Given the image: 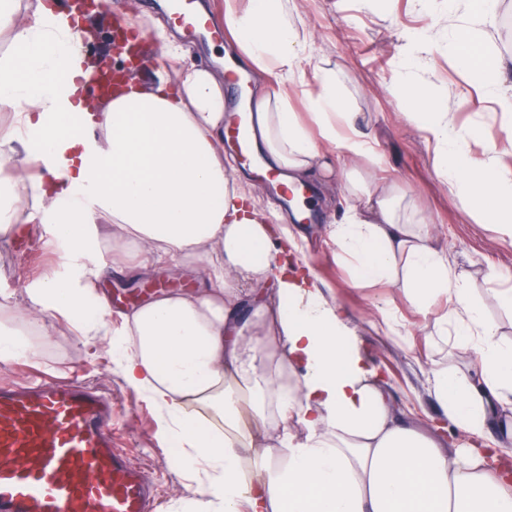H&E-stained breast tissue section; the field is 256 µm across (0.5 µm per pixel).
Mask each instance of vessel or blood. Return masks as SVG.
Listing matches in <instances>:
<instances>
[{"label": "vessel or blood", "instance_id": "b4317fda", "mask_svg": "<svg viewBox=\"0 0 512 512\" xmlns=\"http://www.w3.org/2000/svg\"><path fill=\"white\" fill-rule=\"evenodd\" d=\"M111 411V396L72 378L1 385L0 512H155Z\"/></svg>", "mask_w": 512, "mask_h": 512}]
</instances>
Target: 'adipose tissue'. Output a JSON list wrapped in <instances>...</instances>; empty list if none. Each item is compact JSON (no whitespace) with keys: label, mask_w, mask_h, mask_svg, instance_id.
<instances>
[{"label":"adipose tissue","mask_w":512,"mask_h":512,"mask_svg":"<svg viewBox=\"0 0 512 512\" xmlns=\"http://www.w3.org/2000/svg\"><path fill=\"white\" fill-rule=\"evenodd\" d=\"M471 5L483 26L460 31L455 50L500 73L484 50L495 0ZM105 12L38 0L24 23L17 0H0V32L13 43L0 55V111L15 119L0 128V155L20 150L36 164V142L56 162L48 181L0 180V241L20 233L11 203L26 197L42 240L64 252L56 272L26 288L17 319L44 333L63 316L84 346L110 350L125 385L154 408L159 441L180 450L187 512H512V450L502 446L512 438V341L457 278L435 225L408 215L396 184L353 176L328 236L355 264L353 287L402 289L421 312L446 299L438 335L477 351L478 380L447 367L428 378L442 417L466 438L451 451L394 410L350 311L294 259L286 215L261 209L228 172L222 76L185 65L172 29L133 6L127 16L153 48V84L142 89L132 72L109 96L88 97L95 64L78 34ZM224 22L255 78L252 145L286 183L333 175L340 158L381 167L335 70L312 66L314 34L295 0H224ZM297 86L317 134L292 109ZM399 93L449 193L512 241V178L497 172L498 147L472 151L425 84ZM71 117L80 132L62 133ZM108 262L132 278L172 265L196 286L115 313L95 287Z\"/></svg>","instance_id":"adipose-tissue-1"}]
</instances>
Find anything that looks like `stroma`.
Returning a JSON list of instances; mask_svg holds the SVG:
<instances>
[{
    "mask_svg": "<svg viewBox=\"0 0 512 512\" xmlns=\"http://www.w3.org/2000/svg\"><path fill=\"white\" fill-rule=\"evenodd\" d=\"M214 24V34L204 38L182 32L189 50L188 63L216 68L230 50L231 38L224 25V0H191ZM298 11L316 35V60L328 62L343 78L355 111L365 113L375 146L383 158L381 176L396 182L412 198L420 217L437 224L443 238L452 245L457 273L464 275L474 297L481 301L487 318L496 323L505 338L512 339V314L500 309L492 298L496 281L491 271H512V245L495 238L476 224L459 199L450 194L430 163V145L424 133L401 117L403 104L395 91L408 78L427 82L439 101L457 97L453 122L470 133L471 144L479 148L501 142V114L490 101L495 86L467 72L448 49L457 31L471 23L469 0H395L392 12H385L376 0H297ZM407 31L423 32L428 52L404 60L400 47ZM229 171L246 177L263 201H277L276 174L263 162L242 159L232 146L224 148ZM314 203L310 223L299 225L303 239L298 255L317 277L319 288L330 289L352 314V324L363 340V352L385 375L391 404L419 427H428L439 408L428 393V373L436 364H447L470 375L478 368L477 354L459 340H427L435 314L443 303L432 307V316L415 311L401 289L382 293L398 321L412 331L410 344L396 336L377 331L373 299L365 288L351 287L354 264L338 260L324 235L335 210L343 209V183L314 178ZM28 253L16 254L12 246L0 247V289L23 292L55 266V255L40 239H33ZM192 279L175 270H161L148 280L133 281L120 276L102 281L113 308L120 309L150 300L162 291L192 287ZM39 356L0 364V383L23 379L37 369L47 376L63 379L78 375L86 383L112 396V438L130 461L153 484L159 497L158 512H180L192 490L177 473L175 447L159 444L155 412L129 389L112 370L110 355L78 343L67 319L54 321V329L36 335Z\"/></svg>",
    "mask_w": 512,
    "mask_h": 512,
    "instance_id": "1",
    "label": "stroma"
}]
</instances>
